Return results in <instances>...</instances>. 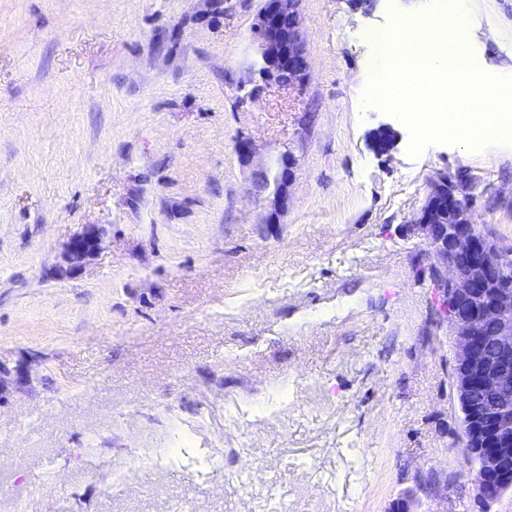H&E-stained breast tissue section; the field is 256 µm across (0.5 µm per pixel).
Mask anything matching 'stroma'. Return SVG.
I'll list each match as a JSON object with an SVG mask.
<instances>
[{"label": "stroma", "instance_id": "obj_1", "mask_svg": "<svg viewBox=\"0 0 512 512\" xmlns=\"http://www.w3.org/2000/svg\"><path fill=\"white\" fill-rule=\"evenodd\" d=\"M466 2L512 73V0ZM258 7L0 0V512H480L407 226L461 172L512 249V145L367 146L393 117L361 106L364 32L440 0H302L304 85L251 99ZM286 152L267 224L253 185ZM90 224L101 248L67 272ZM201 448L223 456L190 474ZM296 167L297 159L290 152L281 157L278 173L274 178L273 209L266 215L264 223H279L280 215L288 209L290 201L288 188Z\"/></svg>", "mask_w": 512, "mask_h": 512}]
</instances>
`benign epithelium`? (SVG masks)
I'll use <instances>...</instances> for the list:
<instances>
[{
  "label": "benign epithelium",
  "mask_w": 512,
  "mask_h": 512,
  "mask_svg": "<svg viewBox=\"0 0 512 512\" xmlns=\"http://www.w3.org/2000/svg\"><path fill=\"white\" fill-rule=\"evenodd\" d=\"M300 0H261L251 25V45L258 84L301 86L307 76V60L300 34ZM399 132L381 124L369 134L379 155L390 153ZM297 167L290 153L280 159L274 178L273 209L264 220L279 223L288 209V188ZM468 182L437 171L429 179L425 202L408 225V231L429 248L435 287L447 291L448 321L455 331L453 365L454 400L464 417L469 438L482 451L477 468L482 476L473 481L486 503L512 493V272L506 251L474 224L467 196ZM103 230L96 224L73 237L65 251L69 271L75 272L96 254ZM495 326L490 343L480 328Z\"/></svg>",
  "instance_id": "benign-epithelium-1"
}]
</instances>
